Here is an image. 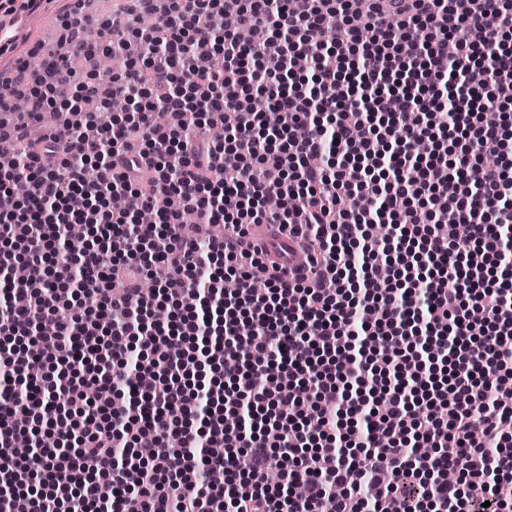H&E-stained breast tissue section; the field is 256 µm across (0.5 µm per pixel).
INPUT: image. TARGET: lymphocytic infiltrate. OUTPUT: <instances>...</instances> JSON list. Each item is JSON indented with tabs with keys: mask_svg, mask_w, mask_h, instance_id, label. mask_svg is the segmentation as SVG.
Masks as SVG:
<instances>
[{
	"mask_svg": "<svg viewBox=\"0 0 512 512\" xmlns=\"http://www.w3.org/2000/svg\"><path fill=\"white\" fill-rule=\"evenodd\" d=\"M135 9L93 30L70 10L72 51L0 123L25 147L0 161V260L28 269L0 292V341L17 347L0 373L20 378L0 397V506L512 512V0ZM210 15L233 24L212 33ZM153 40L108 76L88 66ZM64 84L78 96L68 124L42 126ZM261 93L270 111L253 110ZM117 95L132 100L123 123ZM66 224L100 245L51 261ZM256 224L287 229L315 268L285 278ZM160 307L168 320L152 321ZM46 321L60 356L29 378ZM20 404L56 447H16ZM274 469L281 484L266 481Z\"/></svg>",
	"mask_w": 512,
	"mask_h": 512,
	"instance_id": "obj_1",
	"label": "lymphocytic infiltrate"
}]
</instances>
